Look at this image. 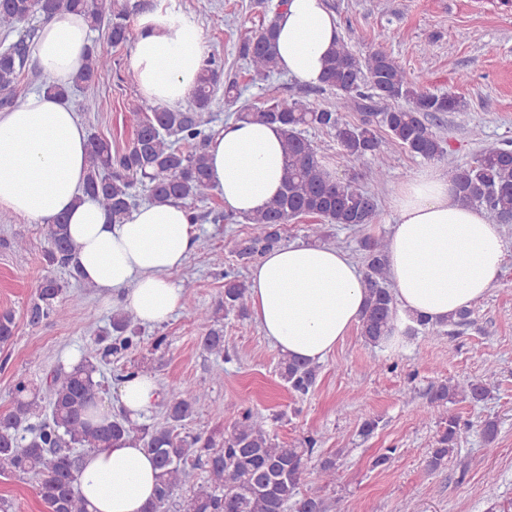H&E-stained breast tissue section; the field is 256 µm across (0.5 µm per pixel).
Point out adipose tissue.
Listing matches in <instances>:
<instances>
[{
	"label": "adipose tissue",
	"instance_id": "1",
	"mask_svg": "<svg viewBox=\"0 0 512 512\" xmlns=\"http://www.w3.org/2000/svg\"><path fill=\"white\" fill-rule=\"evenodd\" d=\"M279 67L296 79L320 81L325 56L342 34L324 0H284L275 18ZM132 67L141 94L175 108L191 95L204 60L201 33L183 13L158 7L138 17ZM91 46L83 15L43 23L34 43L40 70L70 82ZM88 134L73 103L33 92L0 113V210L44 223L69 218L77 245L72 264L84 282L143 325L165 322L184 302L171 274L195 245L185 207L145 204L118 224L84 196ZM210 176L227 210L264 209L282 187L284 151L275 126L227 122L208 143ZM396 222L387 265L398 329L412 318L447 320L481 299L505 258L500 225L478 208L461 206L451 174L434 168L401 183L392 197ZM251 303L263 335L282 354L323 362L358 324L366 304L364 276L348 253L296 243L262 256L249 274ZM125 415L141 420L160 397L156 381L138 373L123 379ZM157 471L141 446L88 454L78 488L88 512H145Z\"/></svg>",
	"mask_w": 512,
	"mask_h": 512
}]
</instances>
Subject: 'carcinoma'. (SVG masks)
<instances>
[{"instance_id": "1", "label": "carcinoma", "mask_w": 512, "mask_h": 512, "mask_svg": "<svg viewBox=\"0 0 512 512\" xmlns=\"http://www.w3.org/2000/svg\"><path fill=\"white\" fill-rule=\"evenodd\" d=\"M72 12L85 14L92 28L107 21V38L114 47L130 39V0H107L105 13L93 0H0V30L8 33L34 15L48 21ZM29 53L30 46L24 41L0 50V109L14 105L23 75L37 91L67 100L73 91L90 87L103 72L112 69L109 50L93 47L71 82L60 84L39 69L25 71ZM239 54L254 81L279 73L275 24L271 22L258 35L244 39ZM219 79L215 61L208 58L190 108L171 109L147 102L133 108L134 138L121 152L112 150L109 140L93 133L88 136L83 192L99 202L112 223H121L129 213L138 183L156 204L180 203L189 208L209 199L214 185L206 152L211 134L204 114L211 110ZM320 89L337 93L335 107L316 108L282 100L263 108L244 106L237 112L238 121L278 126L285 158L280 193L264 210L244 216L257 231L238 249L241 259L278 247L279 226L302 216H317L342 227L362 228L375 223L378 205L374 197L350 182L336 180L312 141L302 135L303 128L335 132L346 156L367 167L372 179L382 181L387 177L382 136L424 160H442L446 149L433 130V121L440 114L464 107L458 97L431 92L421 81L409 79L387 53L376 50L361 57L343 40L324 60ZM343 112L359 113L358 122L342 121ZM454 178L462 205L483 209L499 224L512 223V144L483 148L473 162L456 169ZM47 226L42 251L46 265L68 268L73 278H79L71 264L74 245L68 233V216L60 214ZM362 249L367 304L358 333L365 344L376 347L392 335L396 314L385 263L388 243L367 237ZM62 291L63 286L53 277L41 281L27 309L29 325L37 327L65 316ZM250 305L248 285L234 273L224 272V300L214 312L196 315L206 328L203 350L224 357L223 330L213 324L230 313L247 316ZM14 335L13 314L1 312L0 347L9 345ZM137 337L136 316L118 308L112 313L109 329L94 339L77 364L50 373L45 390L23 378L15 381L12 410L0 414V476L32 480L46 512H88L77 486L84 456L140 442L153 454L158 470L155 498L147 512H169L171 508L176 512H331L328 499L299 492L316 440H307L301 448L289 447L248 409L224 428L218 441L212 435L179 432L206 401L203 391L172 393L164 404L161 422L140 424L123 414L103 423L92 422L91 413L101 402L102 384L97 380L101 366L109 357L123 355L136 346ZM277 368L282 381L297 396L308 395L316 384L318 368L305 361L283 356ZM487 394L479 380L463 385L444 381L433 388L430 405L440 430L429 457L430 469L440 468L455 452L460 422L448 405L463 400L477 403ZM199 468L207 473L201 483L196 474ZM317 471L326 486L340 479L334 458L319 459ZM185 486L189 494L173 501L174 491Z\"/></svg>"}]
</instances>
